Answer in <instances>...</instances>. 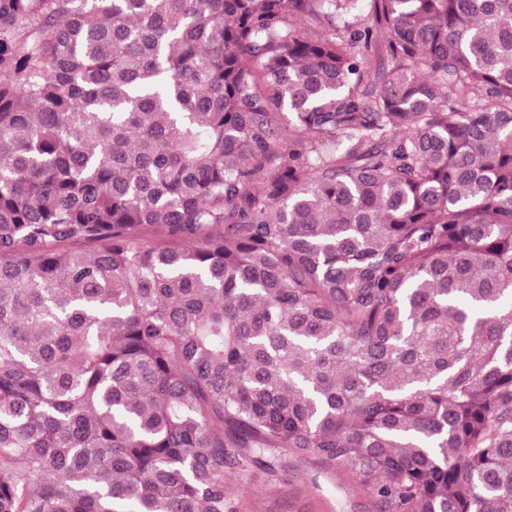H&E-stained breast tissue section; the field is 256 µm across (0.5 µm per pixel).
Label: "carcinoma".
Returning a JSON list of instances; mask_svg holds the SVG:
<instances>
[{
	"label": "carcinoma",
	"instance_id": "obj_1",
	"mask_svg": "<svg viewBox=\"0 0 512 512\" xmlns=\"http://www.w3.org/2000/svg\"><path fill=\"white\" fill-rule=\"evenodd\" d=\"M358 2L0 0V512H512V0ZM224 484L237 512H375L368 496L346 474L320 471L291 456L288 468L275 476L234 470L226 473Z\"/></svg>",
	"mask_w": 512,
	"mask_h": 512
}]
</instances>
